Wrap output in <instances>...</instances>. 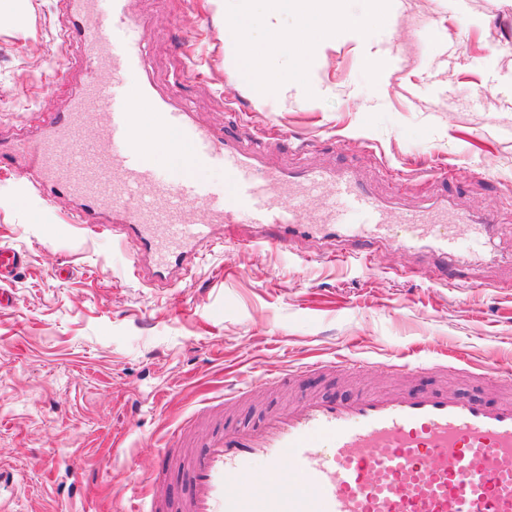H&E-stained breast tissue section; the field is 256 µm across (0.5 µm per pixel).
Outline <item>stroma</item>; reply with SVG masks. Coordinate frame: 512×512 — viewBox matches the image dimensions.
Masks as SVG:
<instances>
[{
  "label": "stroma",
  "mask_w": 512,
  "mask_h": 512,
  "mask_svg": "<svg viewBox=\"0 0 512 512\" xmlns=\"http://www.w3.org/2000/svg\"><path fill=\"white\" fill-rule=\"evenodd\" d=\"M147 24L146 81L223 129L281 137L278 168L353 169L380 196L379 169L404 175L399 202L447 195L491 212L490 255L464 288L433 280L424 255L377 252L371 266L336 264L300 241L252 244L237 224L185 275L159 288L132 273L111 232L74 227V200L36 187L18 161L0 167V246L27 265L0 308V503L7 512H130L180 431L223 412L224 391L249 386L251 420L275 400L260 379L342 357L360 385L312 375L336 396L381 388L384 363H438L419 384L468 392L489 354L512 368V0H391L383 28L320 41L311 94L259 96L234 74L231 46L206 0H132ZM67 0H0V148L67 111L82 80L64 43ZM417 276H406L409 268Z\"/></svg>",
  "instance_id": "1"
}]
</instances>
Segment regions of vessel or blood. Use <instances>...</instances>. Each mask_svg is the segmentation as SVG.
Returning <instances> with one entry per match:
<instances>
[{
	"label": "vessel or blood",
	"instance_id": "obj_1",
	"mask_svg": "<svg viewBox=\"0 0 512 512\" xmlns=\"http://www.w3.org/2000/svg\"><path fill=\"white\" fill-rule=\"evenodd\" d=\"M130 0H71L68 40L82 46L84 80L68 111L43 115L41 131L16 145L43 182L78 200L82 228H108L149 262L150 280L169 282L197 256L247 223L259 242L312 238L324 256L370 263L378 249L428 253L434 268L460 251L482 252L495 222L455 211L447 199L412 210L380 199L352 172L270 169L262 154L195 121L152 84L137 91L150 109L153 140L132 133L123 77L144 65L146 34ZM188 149L179 177L153 162L158 148ZM196 167L223 168L224 186L197 181ZM320 210L306 221L305 207ZM26 264L0 247V288ZM323 363L265 380L288 385ZM266 468L254 473L252 464ZM289 469H282V462ZM187 491L143 493L142 512H512V393L467 396L447 384L358 392L305 391L246 425L208 430L183 459Z\"/></svg>",
	"mask_w": 512,
	"mask_h": 512
}]
</instances>
